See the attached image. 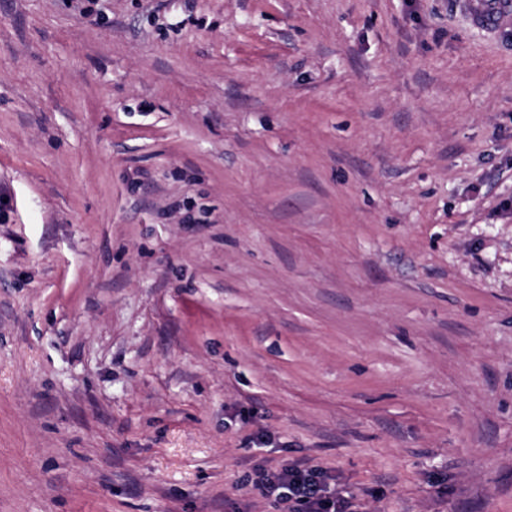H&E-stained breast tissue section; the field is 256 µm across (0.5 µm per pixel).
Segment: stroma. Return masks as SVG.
Segmentation results:
<instances>
[{"label": "stroma", "mask_w": 512, "mask_h": 512, "mask_svg": "<svg viewBox=\"0 0 512 512\" xmlns=\"http://www.w3.org/2000/svg\"><path fill=\"white\" fill-rule=\"evenodd\" d=\"M512 512V43L452 0H0V512ZM258 488L266 497L279 502H293V512H349V501L333 496L326 475L314 467L294 463L285 465L279 473L265 475Z\"/></svg>", "instance_id": "1"}]
</instances>
